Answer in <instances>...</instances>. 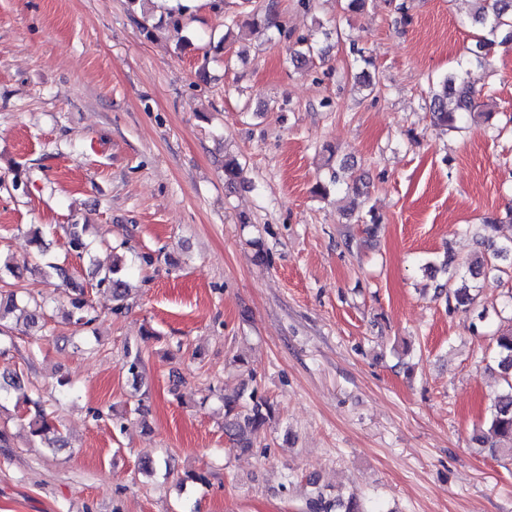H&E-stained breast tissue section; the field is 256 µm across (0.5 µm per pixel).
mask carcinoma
<instances>
[{
  "instance_id": "obj_1",
  "label": "carcinoma",
  "mask_w": 512,
  "mask_h": 512,
  "mask_svg": "<svg viewBox=\"0 0 512 512\" xmlns=\"http://www.w3.org/2000/svg\"><path fill=\"white\" fill-rule=\"evenodd\" d=\"M478 4L474 21L481 25L485 35L480 37L472 51L474 60L481 64L490 57L496 45L512 41V0H474ZM258 27L281 30L274 5L269 4L263 12L253 14L250 22L239 28L243 33ZM300 48L295 50L293 61L302 65L316 56H324L320 40L313 37L299 40ZM429 109L434 127L443 131H454L459 124L469 118H481L487 122L493 113L480 109L475 91L461 78L458 73L444 76L438 82V89L432 95ZM69 243L78 256L90 254L86 242V225L69 224L66 228ZM512 257V237L505 238L496 246L490 255L477 256L470 260L459 261L448 252L444 256L442 266L451 272L448 277L446 301L454 303V308H466L475 300L471 294V285L466 276L460 274V268L467 267L472 275L481 273L485 268H498V261ZM45 267L55 274L62 284L71 290L70 309L67 318L79 328L93 325L98 318L97 311L85 296L84 288L72 279L68 267L47 262ZM96 287L112 291V313L122 314L127 309L126 299L129 283L124 273L121 257L115 255L112 264L97 273ZM17 307L16 294L0 293V336L9 332L7 318ZM495 359L502 379L501 390L493 397L489 415L484 424L487 434L484 439L490 440L488 452L493 456H509L512 458V329L501 332L494 337ZM224 434L237 448L248 450L253 447L257 436L266 428L273 418L274 409L267 399L259 397L255 392L236 391L224 394ZM29 411L33 412L28 422L30 432L36 437L47 438L56 433V426L51 423L39 399L25 398ZM309 512H365L361 503L353 496L334 497L318 490L308 500Z\"/></svg>"
}]
</instances>
